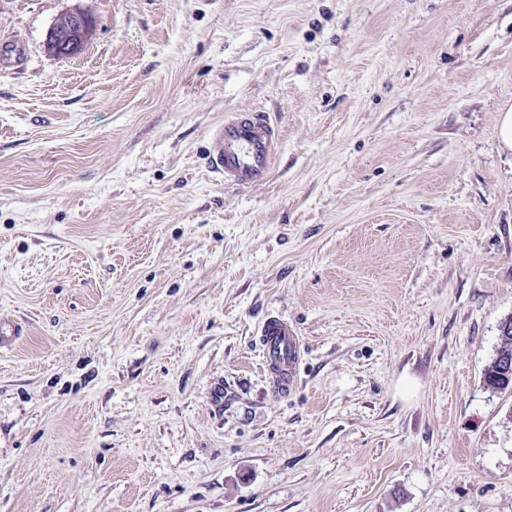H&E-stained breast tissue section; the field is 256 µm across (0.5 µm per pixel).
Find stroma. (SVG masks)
I'll use <instances>...</instances> for the list:
<instances>
[{"instance_id":"stroma-1","label":"stroma","mask_w":512,"mask_h":512,"mask_svg":"<svg viewBox=\"0 0 512 512\" xmlns=\"http://www.w3.org/2000/svg\"><path fill=\"white\" fill-rule=\"evenodd\" d=\"M511 107L512 0H0V512H512ZM91 20L85 14H69L57 21L49 30L46 45L51 53L59 52L63 47L69 51L80 50L89 33ZM281 146L279 128L261 111L225 115L207 133L206 166L224 184L264 180ZM261 339L272 373V389L285 392L293 385L296 377L299 355L296 336L289 329L288 322L272 317L262 328Z\"/></svg>"}]
</instances>
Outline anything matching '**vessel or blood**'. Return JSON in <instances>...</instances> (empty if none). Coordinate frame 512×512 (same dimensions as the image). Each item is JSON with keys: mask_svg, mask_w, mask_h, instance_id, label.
Instances as JSON below:
<instances>
[{"mask_svg": "<svg viewBox=\"0 0 512 512\" xmlns=\"http://www.w3.org/2000/svg\"><path fill=\"white\" fill-rule=\"evenodd\" d=\"M280 146V130L264 112L228 115L208 130L206 166L225 183L249 186L266 178ZM261 339L274 390L288 391L299 363L293 331L286 321L273 317L264 323Z\"/></svg>", "mask_w": 512, "mask_h": 512, "instance_id": "b4317fda", "label": "vessel or blood"}]
</instances>
